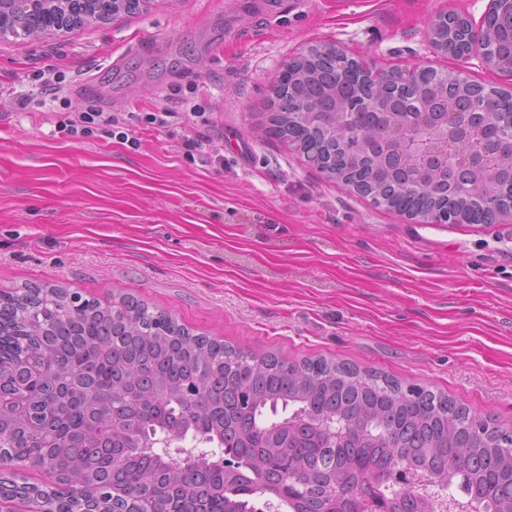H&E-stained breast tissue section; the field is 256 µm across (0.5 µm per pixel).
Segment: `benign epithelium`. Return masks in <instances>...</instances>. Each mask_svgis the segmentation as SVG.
<instances>
[{"label":"benign epithelium","instance_id":"obj_1","mask_svg":"<svg viewBox=\"0 0 512 512\" xmlns=\"http://www.w3.org/2000/svg\"><path fill=\"white\" fill-rule=\"evenodd\" d=\"M72 4L73 0H0V42L18 36L12 27L14 10L33 15L37 24L26 35L39 37L68 30ZM429 34L445 53L463 57L475 51L482 64L512 74V56L497 53L498 42H512V0H490L479 26L456 13L442 14L430 24ZM318 50L336 74V87L321 102L303 100L300 115L312 129L343 130L333 135L340 150L335 161L348 168L372 163L375 203L387 206L386 196L391 193L417 190L429 182L444 189L449 202H440L431 213L404 211L422 223H468L472 204L498 205L499 163L507 160L512 172V128L488 140L489 152H478L471 139L496 123L497 113L486 105L468 112L444 107L448 94L462 100L475 98L484 95L483 86L460 72L429 67L377 70L333 44L320 45ZM308 78L302 57L292 58L281 65L275 88L291 93ZM65 489L80 498L82 512H103L94 487Z\"/></svg>","mask_w":512,"mask_h":512}]
</instances>
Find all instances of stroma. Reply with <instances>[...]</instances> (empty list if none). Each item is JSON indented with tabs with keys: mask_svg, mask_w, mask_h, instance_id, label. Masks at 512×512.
Segmentation results:
<instances>
[{
	"mask_svg": "<svg viewBox=\"0 0 512 512\" xmlns=\"http://www.w3.org/2000/svg\"><path fill=\"white\" fill-rule=\"evenodd\" d=\"M488 4L148 0L136 15L0 43V293L134 297L227 344L444 392L512 431V221L417 222L265 132L281 63L313 45L512 91V75L442 55L428 35L447 12L481 23ZM50 68L67 87L57 97L42 91ZM184 98L213 125H142ZM98 108L129 113L139 145L104 126L78 143L57 134L55 113ZM188 136L223 165L188 158Z\"/></svg>",
	"mask_w": 512,
	"mask_h": 512,
	"instance_id": "obj_1",
	"label": "stroma"
}]
</instances>
